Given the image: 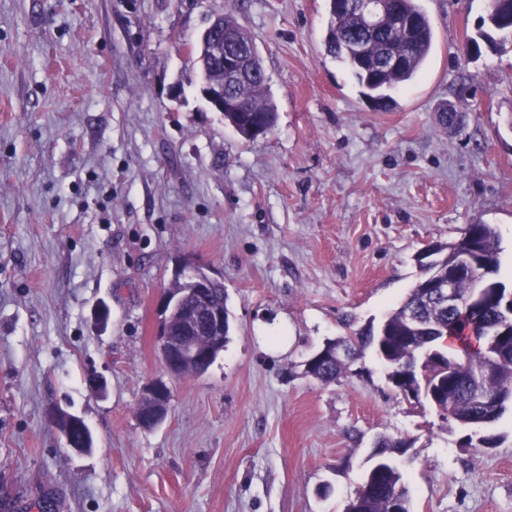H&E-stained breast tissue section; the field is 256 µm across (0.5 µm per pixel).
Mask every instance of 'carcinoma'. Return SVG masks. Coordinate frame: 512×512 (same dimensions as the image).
Listing matches in <instances>:
<instances>
[{
  "mask_svg": "<svg viewBox=\"0 0 512 512\" xmlns=\"http://www.w3.org/2000/svg\"><path fill=\"white\" fill-rule=\"evenodd\" d=\"M224 24L236 31L239 47L254 45L249 33L239 24L234 14L224 13ZM486 29L478 37H469L464 54L480 52V41L494 42L492 33L502 40L512 37V0H490L489 13L482 21ZM433 28L419 5V0H389L385 21L375 29L368 28L356 15L333 8L326 35L327 52L347 64L354 73L362 96L376 102L375 110L388 111L397 106L391 92L411 83L420 72L433 47ZM396 56L399 64L385 67V56ZM244 74L226 83L224 92L244 108H266L264 112H226L224 120L243 137L253 139V130L263 126L272 130L277 112L266 88V77L260 60L245 59ZM434 262L420 265L421 276L409 289L400 305L388 312L378 327L360 330L352 336L336 338L329 344L351 343L359 351L376 349L381 360L394 373L390 379L405 396L416 402L426 400L435 408L448 429H468L482 419L471 396L476 384L474 373L482 359L465 358L452 349L448 339L454 338L468 345L474 337L482 336L497 323L504 321V303L508 292L505 283L495 279L499 269L500 242L493 224H470L460 238L434 245ZM471 263V275L461 279L457 288L461 295L469 293L475 281L484 287L482 321L477 323L462 310L450 312L433 297L425 283L432 276H448L463 259ZM209 304L224 312V329L213 340L212 359L224 352L230 336V319L224 283L216 282L203 290ZM417 313L419 325L407 323V311ZM505 346L492 361L491 373L481 382L490 396L503 397L498 415L508 408L512 392V325L501 332ZM347 367L341 359L323 362L308 375L324 385L335 383L345 376ZM405 443L389 439L379 440L373 458L380 461ZM399 469L390 465L381 472L373 485L360 489L352 499L355 512H409L406 491L401 483Z\"/></svg>",
  "mask_w": 512,
  "mask_h": 512,
  "instance_id": "1",
  "label": "carcinoma"
}]
</instances>
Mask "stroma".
<instances>
[{
    "label": "stroma",
    "mask_w": 512,
    "mask_h": 512,
    "mask_svg": "<svg viewBox=\"0 0 512 512\" xmlns=\"http://www.w3.org/2000/svg\"><path fill=\"white\" fill-rule=\"evenodd\" d=\"M421 6L433 53L375 112L326 50L328 0H0V496L20 512H345L385 435L406 444L410 512H512V410L488 427L496 447L471 448L373 351L330 385L305 373L467 225H495L512 289V45L464 61L489 0ZM224 9L278 112L253 141L187 60ZM186 260L221 275L231 331L205 375L174 378L156 303ZM157 380L170 411L147 430L135 411ZM57 407L93 448L66 447ZM51 418L57 424L59 431L65 441V444L77 453H85L89 448L93 447L92 433L86 434L81 447H76L72 443V431L76 428H83L85 420L77 415L67 413L63 410H54L51 413ZM86 423V422H85Z\"/></svg>",
    "instance_id": "35a3bbf8"
}]
</instances>
